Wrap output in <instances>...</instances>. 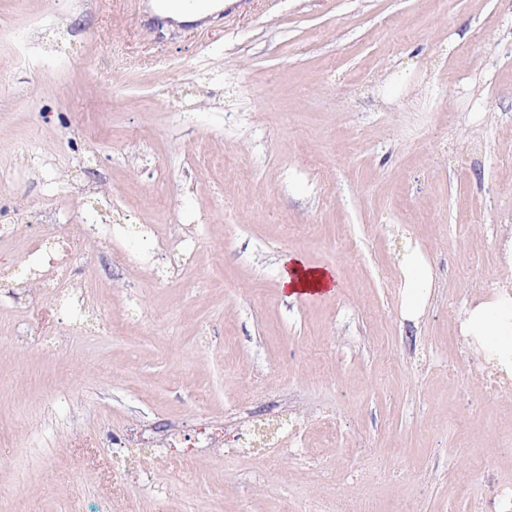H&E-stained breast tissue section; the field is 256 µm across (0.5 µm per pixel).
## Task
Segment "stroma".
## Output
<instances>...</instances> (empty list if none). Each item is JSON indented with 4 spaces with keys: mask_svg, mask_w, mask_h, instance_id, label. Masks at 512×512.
<instances>
[{
    "mask_svg": "<svg viewBox=\"0 0 512 512\" xmlns=\"http://www.w3.org/2000/svg\"><path fill=\"white\" fill-rule=\"evenodd\" d=\"M155 5L0 0V512H501L512 384L455 316L512 232V0ZM401 273L404 288L403 312L410 318H418L424 312L430 289L433 288L432 276L419 251L414 250L405 257ZM280 288L288 296L305 295L302 292H322L333 294L340 288L336 273L332 268L315 267L304 263L297 256L288 257L282 266L279 277ZM40 283L42 288L50 297L58 300L66 296L68 266L66 259H50L48 265L40 273Z\"/></svg>",
    "mask_w": 512,
    "mask_h": 512,
    "instance_id": "stroma-1",
    "label": "stroma"
}]
</instances>
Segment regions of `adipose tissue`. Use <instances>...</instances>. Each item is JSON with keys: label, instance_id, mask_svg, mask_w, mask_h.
Returning <instances> with one entry per match:
<instances>
[{"label": "adipose tissue", "instance_id": "adipose-tissue-1", "mask_svg": "<svg viewBox=\"0 0 512 512\" xmlns=\"http://www.w3.org/2000/svg\"><path fill=\"white\" fill-rule=\"evenodd\" d=\"M402 309L406 316L419 317L433 286L432 276L419 251L409 253L401 266ZM280 287L288 295L302 292H337L339 281L334 269L310 266L299 257L287 258L282 266ZM463 336L472 338L497 371L512 372V295L499 292L474 301L459 314Z\"/></svg>", "mask_w": 512, "mask_h": 512}]
</instances>
